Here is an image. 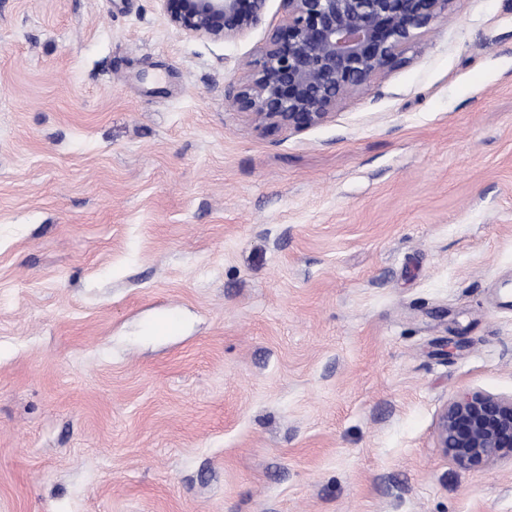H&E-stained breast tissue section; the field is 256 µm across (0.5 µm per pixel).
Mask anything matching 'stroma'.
Segmentation results:
<instances>
[{
	"instance_id": "1",
	"label": "stroma",
	"mask_w": 512,
	"mask_h": 512,
	"mask_svg": "<svg viewBox=\"0 0 512 512\" xmlns=\"http://www.w3.org/2000/svg\"><path fill=\"white\" fill-rule=\"evenodd\" d=\"M158 0H0V512H512V0L303 132ZM438 446L463 469L480 470L512 456V396L463 389L444 407Z\"/></svg>"
}]
</instances>
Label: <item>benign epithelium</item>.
Returning <instances> with one entry per match:
<instances>
[{"label":"benign epithelium","instance_id":"1","mask_svg":"<svg viewBox=\"0 0 512 512\" xmlns=\"http://www.w3.org/2000/svg\"><path fill=\"white\" fill-rule=\"evenodd\" d=\"M189 37L233 41L261 26L269 0H160ZM285 23L244 63L226 98L264 131H303L333 116L342 99L400 64L448 0H281ZM438 447L463 469L512 455V396L463 389L444 407Z\"/></svg>","mask_w":512,"mask_h":512}]
</instances>
